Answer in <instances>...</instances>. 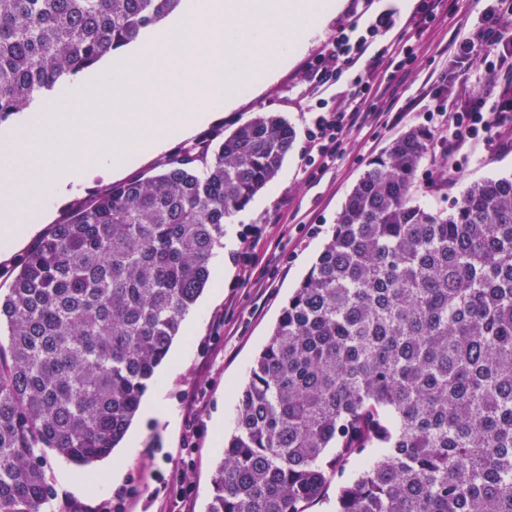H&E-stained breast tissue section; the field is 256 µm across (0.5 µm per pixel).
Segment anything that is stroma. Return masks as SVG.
Returning a JSON list of instances; mask_svg holds the SVG:
<instances>
[{
  "label": "stroma",
  "instance_id": "35a3bbf8",
  "mask_svg": "<svg viewBox=\"0 0 512 512\" xmlns=\"http://www.w3.org/2000/svg\"><path fill=\"white\" fill-rule=\"evenodd\" d=\"M363 11L362 0H348L347 9L312 40L305 58L297 59L255 97L244 100L233 111L220 113L199 130V137L218 141L255 113L274 112L288 120L297 137L277 176L257 195V205L250 208L248 219L224 227L232 244L213 253L214 258L224 261V277L218 288L204 290L184 318L186 327L173 343L181 355L165 383L161 416L147 418L140 414L134 419L130 430L139 436L135 455H127L118 447L109 458L86 470L98 478L116 467L121 471L120 480L104 491L74 494L66 477L86 471L47 453L45 470L55 495L46 512H70L74 505L82 512H113L112 505L120 493L125 496L124 512H159L156 493L161 489L171 498V512H205L213 472L224 448V438L217 435L213 419L220 416L224 421L232 420L237 389L268 342L289 296L331 235L337 213L369 162L392 139L409 128L422 126L420 99L430 88L428 79L432 72L447 66L450 36L471 16L467 0H449L445 20L431 36L415 43L416 68L397 92L393 117L384 125L349 130L343 156L320 182L310 184L303 172L304 134L309 120L305 108L307 85L302 77L305 60L323 49L337 25L363 23ZM457 165L458 181L447 199L423 193L419 196L421 204L439 207L444 201L460 199L472 182L512 174V150H489L478 159L465 148L457 157ZM244 247L251 258L245 272L233 261L235 252ZM191 418L197 424L192 438L186 426ZM189 443L194 446L193 491L187 503L180 504L174 500L173 475L179 450Z\"/></svg>",
  "mask_w": 512,
  "mask_h": 512
}]
</instances>
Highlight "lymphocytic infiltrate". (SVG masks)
<instances>
[{"label":"lymphocytic infiltrate","mask_w":512,"mask_h":512,"mask_svg":"<svg viewBox=\"0 0 512 512\" xmlns=\"http://www.w3.org/2000/svg\"><path fill=\"white\" fill-rule=\"evenodd\" d=\"M395 13L386 10L365 25L337 29L324 49L304 68L310 118L306 128L304 172L315 182L344 153V135L356 125L381 123L389 115L390 94L403 85L417 61L414 45L400 40L378 45L377 40L395 25ZM452 70L440 72L433 101L422 113L426 127L439 131L435 146L441 158L440 180L455 183L456 156L462 148L477 150L512 146V0H483L477 17L456 31L452 43ZM367 58V77L349 84L348 105L333 104L326 93L346 69ZM381 88H373L372 77ZM471 82L496 90L495 103L485 96L470 98L459 106L455 86Z\"/></svg>","instance_id":"1"}]
</instances>
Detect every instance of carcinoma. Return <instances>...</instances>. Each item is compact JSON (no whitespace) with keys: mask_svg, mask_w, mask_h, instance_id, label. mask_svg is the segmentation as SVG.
I'll return each instance as SVG.
<instances>
[{"mask_svg":"<svg viewBox=\"0 0 512 512\" xmlns=\"http://www.w3.org/2000/svg\"><path fill=\"white\" fill-rule=\"evenodd\" d=\"M181 0H0V126ZM259 112L75 201L0 293V512H44L47 448L112 454L224 246L295 143ZM431 136L369 164L241 387L206 512H512V175L417 197Z\"/></svg>","mask_w":512,"mask_h":512,"instance_id":"1","label":"carcinoma"}]
</instances>
